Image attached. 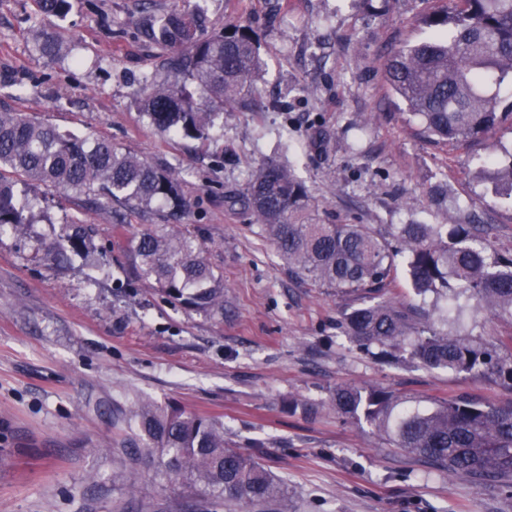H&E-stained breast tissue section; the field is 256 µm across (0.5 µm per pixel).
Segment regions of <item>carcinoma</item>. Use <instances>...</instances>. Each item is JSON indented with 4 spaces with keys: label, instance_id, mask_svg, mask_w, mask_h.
Instances as JSON below:
<instances>
[{
    "label": "carcinoma",
    "instance_id": "1",
    "mask_svg": "<svg viewBox=\"0 0 512 512\" xmlns=\"http://www.w3.org/2000/svg\"><path fill=\"white\" fill-rule=\"evenodd\" d=\"M49 16L68 0H35ZM437 30L429 39L391 52L386 82L420 117L430 138L469 146L512 118L501 109L512 86V0H448L425 16ZM141 34L158 48L157 66L136 94L140 113L162 135L204 141L214 117L261 108L255 81L259 47L242 27L204 34L195 14L173 9L139 20ZM43 57L63 42L37 39ZM84 194L100 210L170 206L187 214L190 202L176 177L102 136L63 137L45 122L0 112V233H25L31 209L13 177ZM245 207L262 224L281 259L298 277L365 300L343 314L345 335L359 350L386 360L408 356L424 369H442L512 390V356L496 346L440 329L450 301L489 309L512 319V257L491 250L486 224H398L390 237L367 224L325 223L313 214L306 187L285 165L270 160L254 172ZM92 228L71 224L44 255L64 263L92 247ZM143 276L170 301L209 316L224 315V276L203 258L194 237L146 230L136 238ZM403 257L417 300L383 298L396 259ZM327 407L338 416L374 427L387 444L450 475L480 485L512 488V403L496 406L466 396L424 403L370 386L334 389ZM125 430L120 445L139 449V468L112 473V483L133 493L140 480H181L190 491L226 504L284 498V483L260 459L224 441V422L175 403L135 398L116 413Z\"/></svg>",
    "mask_w": 512,
    "mask_h": 512
}]
</instances>
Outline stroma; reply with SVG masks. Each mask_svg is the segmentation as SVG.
<instances>
[{
  "label": "stroma",
  "mask_w": 512,
  "mask_h": 512,
  "mask_svg": "<svg viewBox=\"0 0 512 512\" xmlns=\"http://www.w3.org/2000/svg\"><path fill=\"white\" fill-rule=\"evenodd\" d=\"M70 2L58 18L34 0H0V107L177 171L193 204L178 227L223 273L224 314L170 303L140 278L133 241L164 230L168 207L111 213L17 181L34 202L25 235H0V512H512V492L431 470L324 407L341 384L496 405L512 391L356 349L339 322L359 297L289 272L241 203L252 172L275 158L321 220L381 231L491 224L494 248L512 255V201L495 192L490 161L494 145L512 144V122L465 149L433 143L384 80L393 48L432 36L427 0ZM145 7L201 9L209 34L249 28L264 63L262 111L216 117L202 143L157 133L134 105L155 69L137 24ZM44 32L67 54L40 57ZM437 188L448 192L439 205ZM70 224L92 226L93 251L59 266L37 244ZM455 331L512 353V319L466 310ZM129 394L222 419L225 439L259 456L286 498L228 509L176 480H143L132 496L114 488L113 470L133 464L112 415ZM292 398L313 413H289Z\"/></svg>",
  "instance_id": "1"
}]
</instances>
